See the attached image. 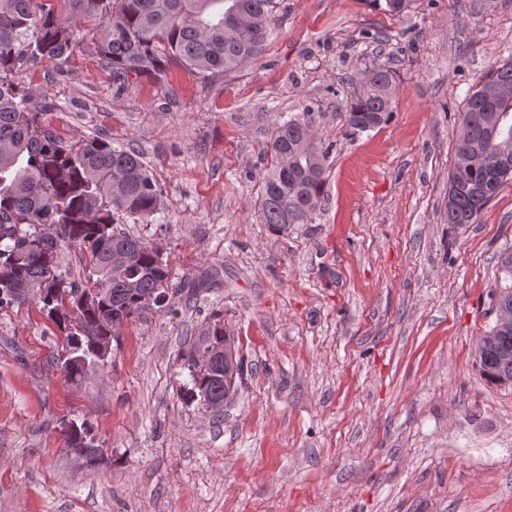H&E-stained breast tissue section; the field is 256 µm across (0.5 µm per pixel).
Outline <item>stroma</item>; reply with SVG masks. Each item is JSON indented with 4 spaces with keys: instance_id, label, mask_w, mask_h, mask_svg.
<instances>
[{
    "instance_id": "stroma-1",
    "label": "stroma",
    "mask_w": 512,
    "mask_h": 512,
    "mask_svg": "<svg viewBox=\"0 0 512 512\" xmlns=\"http://www.w3.org/2000/svg\"><path fill=\"white\" fill-rule=\"evenodd\" d=\"M265 51L210 81L170 70L122 86L89 49L23 61L41 122L138 152L163 191L151 223L172 283L220 284L196 306L124 323L82 384L66 336L28 301L0 307V512H512V387L474 366L512 246V182L476 223L448 218L468 94L512 54V0H276ZM393 72V114L350 134L349 80ZM313 112L327 152L310 223L258 217L276 123ZM222 312L244 382L221 416L189 400L178 358ZM87 422L105 459L75 457Z\"/></svg>"
}]
</instances>
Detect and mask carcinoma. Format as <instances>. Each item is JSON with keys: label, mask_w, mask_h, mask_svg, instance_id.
<instances>
[{"label": "carcinoma", "mask_w": 512, "mask_h": 512, "mask_svg": "<svg viewBox=\"0 0 512 512\" xmlns=\"http://www.w3.org/2000/svg\"><path fill=\"white\" fill-rule=\"evenodd\" d=\"M64 10L40 0H0V306L20 303L31 288L57 328L65 333L60 357L67 379L80 384L100 362L99 346L119 342V328L140 315L141 300L172 308L179 298L195 304L214 275L205 271L173 286L168 264L152 246L115 230L119 218L142 222L159 209L162 190L139 154L92 138L64 141L27 105L17 64L28 55L64 63L88 45L121 83L130 76L159 77L181 68L204 79L224 76L258 57L271 36L275 0H62ZM489 85L512 90V57L466 100L456 158L497 151L499 168L477 163L454 166L448 181L458 184L448 223L473 224L500 188L512 181V95L488 99ZM393 73L375 63L365 70L347 104L346 124L354 135L378 127L393 112ZM313 114L273 129L271 165L263 176L258 210L276 233L305 224L319 207L326 182L327 152L315 140ZM74 243L88 263L86 283L59 272L58 251ZM512 309V252L500 260L490 294ZM224 342V324L207 322L180 352L192 378L191 399L204 407L224 396L220 366L200 365L202 354ZM475 362L493 384L512 385V334L487 331ZM80 456L97 447L86 423L63 427Z\"/></svg>", "instance_id": "obj_1"}]
</instances>
